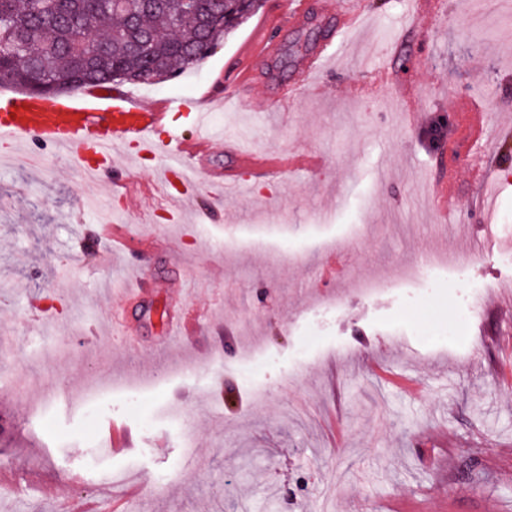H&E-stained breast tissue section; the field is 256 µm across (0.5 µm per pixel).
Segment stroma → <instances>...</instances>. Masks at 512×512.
Wrapping results in <instances>:
<instances>
[{"mask_svg":"<svg viewBox=\"0 0 512 512\" xmlns=\"http://www.w3.org/2000/svg\"><path fill=\"white\" fill-rule=\"evenodd\" d=\"M310 2L296 24L294 0H263L199 66L119 90L197 100L217 127H248L255 151L312 152L317 170L252 176L236 197L120 149L96 184L51 146L40 165H0V512L137 480L129 512H512V27L479 0H356L319 82L269 111V87L336 34L345 0ZM274 13L284 28L241 88L239 49ZM463 97L488 108L467 146L451 122ZM433 116L450 125L432 144ZM452 146L442 223L436 160ZM478 163L497 178L492 242ZM103 221L127 255L97 236ZM430 253L444 266L402 282ZM134 263L145 288L131 301ZM366 280L393 288L366 298ZM174 317L190 334L171 344ZM129 383L147 407L123 398ZM178 407L198 420L189 460L165 416ZM114 420L132 452L87 470Z\"/></svg>","mask_w":512,"mask_h":512,"instance_id":"35a3bbf8","label":"stroma"}]
</instances>
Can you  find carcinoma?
Masks as SVG:
<instances>
[{
    "label": "carcinoma",
    "instance_id": "carcinoma-1",
    "mask_svg": "<svg viewBox=\"0 0 512 512\" xmlns=\"http://www.w3.org/2000/svg\"><path fill=\"white\" fill-rule=\"evenodd\" d=\"M0 0V87L155 85L199 65L259 0Z\"/></svg>",
    "mask_w": 512,
    "mask_h": 512
}]
</instances>
